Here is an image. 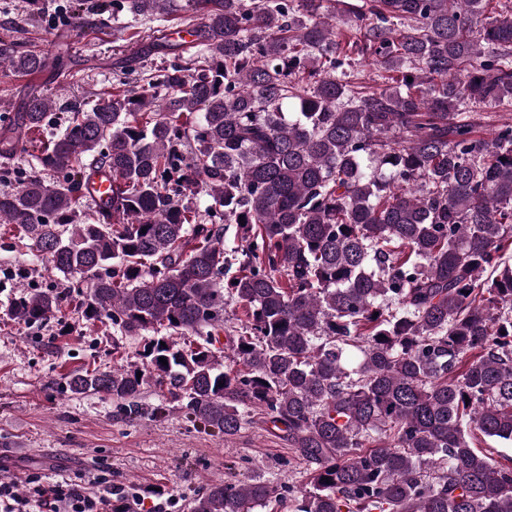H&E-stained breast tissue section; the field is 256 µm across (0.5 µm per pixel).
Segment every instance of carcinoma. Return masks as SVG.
Here are the masks:
<instances>
[{"mask_svg":"<svg viewBox=\"0 0 512 512\" xmlns=\"http://www.w3.org/2000/svg\"><path fill=\"white\" fill-rule=\"evenodd\" d=\"M175 2L112 0L173 59L125 54L123 93L60 105L31 172L11 161L55 101L29 93L0 131L15 247L85 287L82 320L140 343L69 390L133 420L153 385L156 417L283 434L298 480L224 478L189 512H512V465L474 446L512 443V123L483 137L464 111L512 104V0H182L172 32ZM105 8L75 0L67 22ZM47 62L0 38L9 73ZM100 171L112 196L88 217ZM62 298L21 289L8 312L40 324ZM111 187V174H97L92 176V178L84 182L81 187V196L89 202L85 199H80L79 208L85 213H91L94 211L92 204L98 207L107 200Z\"/></svg>","mask_w":512,"mask_h":512,"instance_id":"1","label":"carcinoma"}]
</instances>
